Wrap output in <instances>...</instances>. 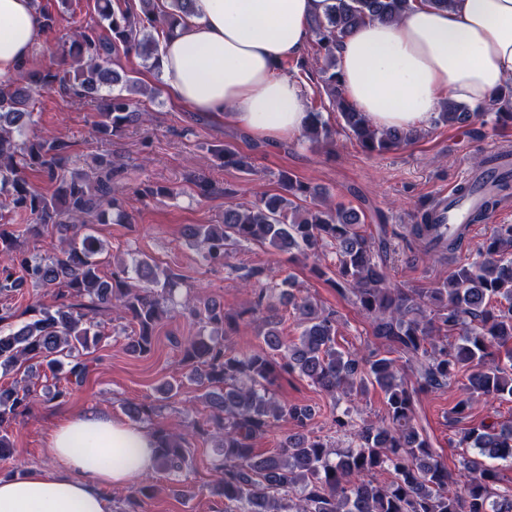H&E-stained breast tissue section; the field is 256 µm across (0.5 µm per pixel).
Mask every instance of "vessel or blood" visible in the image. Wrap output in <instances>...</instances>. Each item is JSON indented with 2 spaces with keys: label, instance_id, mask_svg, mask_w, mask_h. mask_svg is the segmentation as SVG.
Segmentation results:
<instances>
[{
  "label": "vessel or blood",
  "instance_id": "vessel-or-blood-1",
  "mask_svg": "<svg viewBox=\"0 0 512 512\" xmlns=\"http://www.w3.org/2000/svg\"><path fill=\"white\" fill-rule=\"evenodd\" d=\"M495 156L492 171L468 175V182L474 185L470 193L461 195L453 189L438 193L435 207L439 223L452 228L457 227L468 223L471 213L481 208L486 197L493 192L498 175L512 170V153L499 150Z\"/></svg>",
  "mask_w": 512,
  "mask_h": 512
}]
</instances>
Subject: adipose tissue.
Returning a JSON list of instances; mask_svg holds the SVG:
<instances>
[{
  "label": "adipose tissue",
  "instance_id": "obj_1",
  "mask_svg": "<svg viewBox=\"0 0 512 512\" xmlns=\"http://www.w3.org/2000/svg\"><path fill=\"white\" fill-rule=\"evenodd\" d=\"M329 0H193L183 27L162 42L159 70L175 99L281 140L303 129L307 94L277 64L306 47L309 22ZM44 33L32 0H0V77L17 74ZM344 89L381 129L414 131L444 99L479 105L512 81V0L417 5L392 22L372 19L338 47ZM49 467L0 479V512H111L104 489L152 473V432L88 410L61 421Z\"/></svg>",
  "mask_w": 512,
  "mask_h": 512
}]
</instances>
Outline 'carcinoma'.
Wrapping results in <instances>:
<instances>
[{
	"mask_svg": "<svg viewBox=\"0 0 512 512\" xmlns=\"http://www.w3.org/2000/svg\"><path fill=\"white\" fill-rule=\"evenodd\" d=\"M415 0H333L324 16L312 20L317 44L329 60L316 80L315 92L325 95L344 119L346 130L369 153L406 145L415 132L380 130L370 125L343 88L336 70L335 51L343 37L370 19L394 20ZM192 0H139V9L114 8L113 0H95L100 21L112 38L95 29L74 27L67 56L76 64L71 79L49 67L28 75L24 85L0 84V195L11 212L29 220L24 229L0 224V293L28 287L53 289L54 303L31 309L32 320L15 327L12 308H0V370L20 371L40 358L54 374L67 371L66 383L47 392L63 402L73 385L88 373L80 352L101 341L94 316L117 310L132 325L127 349L133 354L151 350L157 325L175 311V274L157 272L146 259L114 264L101 275L102 246L86 232L91 216L98 223L122 211L124 188L115 182L117 166L109 157L95 158L89 175L68 170L71 144L54 137L20 140L36 94L58 91L99 109L95 129L103 137L140 126L145 113L137 95L153 96L155 89L138 77L111 67V57L124 49L157 60L158 37L174 31L189 14ZM107 88L111 93L101 94ZM493 114L495 124H512V87L505 86L489 103L471 107L443 102L438 119L463 124ZM302 135L328 143L334 131L322 114L309 111ZM224 166L251 171L237 149H217ZM40 169L54 187L50 196L33 186L27 171ZM512 179L497 182L496 190L473 216L477 223L495 210L498 197L509 195ZM55 228L61 248L52 255L29 254L23 238ZM185 234L211 266H225L233 246L246 242L280 253L313 259L319 277L333 275L341 293L351 292L360 311L371 319L372 335L385 349L365 352L337 345L338 316L309 296L288 294L299 335L286 340L283 316L267 301L266 288L250 283L265 270L245 276L253 288L249 306L237 313L216 302L186 298L183 314L210 329L183 343V359L193 372L219 391L204 398L213 408L206 421L220 437V481L211 495L224 501V512H512V492L497 488L493 462L512 464V424H481L461 433L456 447L472 448L457 470L448 465L415 423V399L421 392L449 386L467 374L462 394L452 408L460 418L482 401L512 402V224H498L472 262L459 267L437 288H400L388 281L383 265L365 234L360 217L328 201V192L288 171L278 177V192L250 206L230 203L220 224L190 225ZM423 255L446 258L462 246L465 231L437 232L431 208L411 225ZM255 326L262 346L239 353L229 336ZM393 353L417 364V385L410 386ZM298 374L331 398L341 395L349 407L331 416L329 431L349 438L345 448L331 437L308 431L314 412L309 406L279 400L271 386L284 374ZM384 394L386 413L379 421L356 420L352 412L370 389ZM31 405V390L18 385L0 388V462L12 459L8 428ZM289 423L279 449L255 452L252 441L278 422ZM156 471L177 475L187 465L189 448L183 436L155 432ZM387 475L383 481L380 475ZM154 492L147 481L126 499L121 512H143Z\"/></svg>",
	"mask_w": 512,
	"mask_h": 512,
	"instance_id": "1",
	"label": "carcinoma"
}]
</instances>
